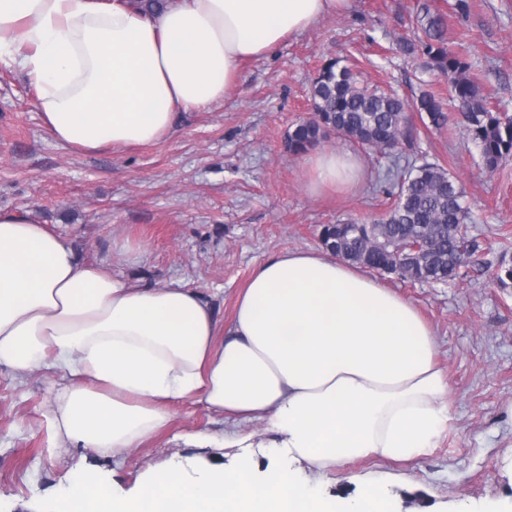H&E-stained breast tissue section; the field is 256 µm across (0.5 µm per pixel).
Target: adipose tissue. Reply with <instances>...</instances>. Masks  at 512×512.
Masks as SVG:
<instances>
[{"label":"adipose tissue","instance_id":"1","mask_svg":"<svg viewBox=\"0 0 512 512\" xmlns=\"http://www.w3.org/2000/svg\"><path fill=\"white\" fill-rule=\"evenodd\" d=\"M352 0H0V59L37 90L52 138L82 153L154 143L179 112L223 102L243 62ZM312 191L359 181L341 149L310 153ZM416 307L326 250L261 261L220 327L200 293L86 264L44 225L0 211V366L56 370V439L122 463L204 405L233 431L190 442L235 463L171 462L132 491L76 468L40 512H399L383 480L353 497L305 479L364 458L411 462L447 436L448 376ZM258 420L263 434L243 431ZM284 466L256 474L247 451Z\"/></svg>","mask_w":512,"mask_h":512}]
</instances>
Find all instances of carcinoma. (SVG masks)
I'll return each instance as SVG.
<instances>
[{"label": "carcinoma", "instance_id": "1", "mask_svg": "<svg viewBox=\"0 0 512 512\" xmlns=\"http://www.w3.org/2000/svg\"><path fill=\"white\" fill-rule=\"evenodd\" d=\"M415 26L422 36L402 40L400 50L408 55L421 51L430 68L448 80L457 117L480 148L485 169L496 171L512 160V114L488 108L477 78L470 75L464 39L448 40L444 14L423 4L415 15ZM310 94L312 116L288 131V152L294 155L319 145L329 131L381 154L398 151L412 135L409 104L361 85L347 65L337 61L324 65ZM414 111L425 115L435 130L448 126L447 104L432 92L421 93ZM383 192L396 197L383 218L328 224L321 233L323 244L347 260L382 273L397 272L413 282L430 284L440 276L450 281L460 277L478 245L466 233L471 213L465 192L448 169L426 160L411 161ZM420 242V255L407 248L397 251L400 244Z\"/></svg>", "mask_w": 512, "mask_h": 512}]
</instances>
